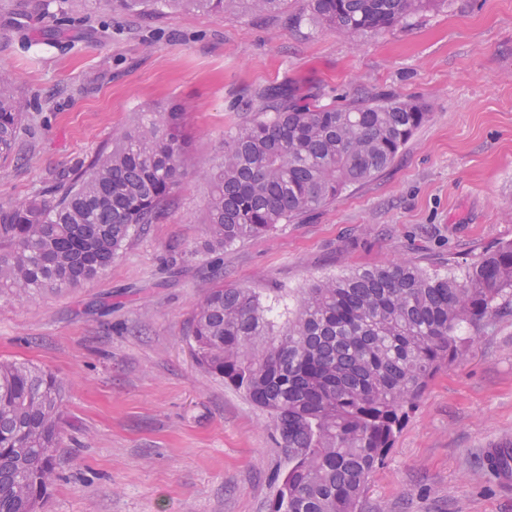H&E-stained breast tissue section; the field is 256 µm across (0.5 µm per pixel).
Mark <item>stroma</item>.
Returning a JSON list of instances; mask_svg holds the SVG:
<instances>
[{"mask_svg":"<svg viewBox=\"0 0 512 512\" xmlns=\"http://www.w3.org/2000/svg\"><path fill=\"white\" fill-rule=\"evenodd\" d=\"M279 15L168 11L109 0H0V67L28 114L0 164L18 204L172 103L192 151L172 206L100 276L23 300L0 289V359L67 387L59 478L45 512H269L288 460L267 413L195 361L186 339L208 289L291 299L313 282L387 262L461 272L512 241V0H453L357 41ZM302 15L300 24L289 15ZM341 105L396 94L430 117L395 162L273 233L207 249V174L261 94ZM466 354L410 412L360 512H512L485 468L512 448V299L470 329Z\"/></svg>","mask_w":512,"mask_h":512,"instance_id":"stroma-1","label":"stroma"}]
</instances>
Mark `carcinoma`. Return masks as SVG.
<instances>
[{"label":"carcinoma","instance_id":"cac0c4a2","mask_svg":"<svg viewBox=\"0 0 512 512\" xmlns=\"http://www.w3.org/2000/svg\"><path fill=\"white\" fill-rule=\"evenodd\" d=\"M244 17L287 0H113ZM447 0H307L310 19L349 39L406 24ZM224 138L208 175L209 248L268 235L336 202L387 169L429 116L394 95L320 105L275 94ZM25 105L0 68V160L17 152ZM191 139L180 105L112 141L88 164L15 206H0V287L18 299L77 288L107 269L130 235L169 211ZM512 296V242L462 276L390 262L302 289L279 315L259 294L222 285L197 305L187 339L197 363L271 418L288 455L270 512H358L408 411L463 354L464 330ZM65 386L50 372L0 359V512H42L57 473Z\"/></svg>","mask_w":512,"mask_h":512}]
</instances>
